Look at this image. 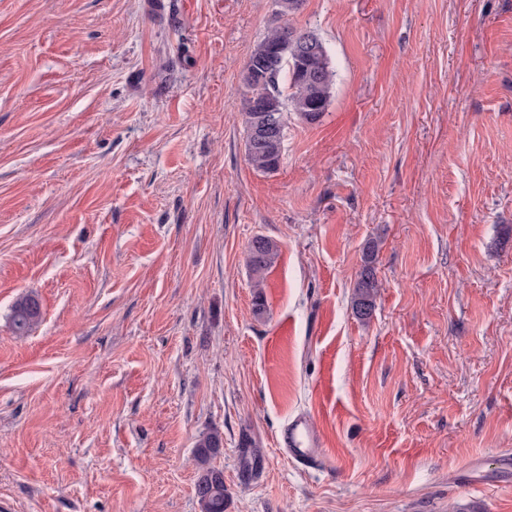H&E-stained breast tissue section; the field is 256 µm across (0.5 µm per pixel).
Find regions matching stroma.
<instances>
[{
	"label": "stroma",
	"mask_w": 512,
	"mask_h": 512,
	"mask_svg": "<svg viewBox=\"0 0 512 512\" xmlns=\"http://www.w3.org/2000/svg\"><path fill=\"white\" fill-rule=\"evenodd\" d=\"M285 21L337 76L268 173L243 70ZM214 428L225 512H512V0H0V512H200ZM278 254V247L272 240L258 236L249 246L247 265L259 278L272 266ZM377 245L368 242L364 248L363 265L354 286L352 309L360 320L369 319L375 309V301L381 287L376 270ZM41 318V306L37 298L22 295L12 306L13 331L19 336L27 335ZM283 438L288 450L297 459L313 460L322 452V448H318L319 444L316 442L311 425L306 420L290 423ZM223 447V437L216 429L203 434L196 442L195 494L200 512H224V470L212 464Z\"/></svg>",
	"instance_id": "35a3bbf8"
}]
</instances>
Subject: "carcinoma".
I'll return each mask as SVG.
<instances>
[{
    "instance_id": "carcinoma-1",
    "label": "carcinoma",
    "mask_w": 512,
    "mask_h": 512,
    "mask_svg": "<svg viewBox=\"0 0 512 512\" xmlns=\"http://www.w3.org/2000/svg\"><path fill=\"white\" fill-rule=\"evenodd\" d=\"M305 35L321 46V53L315 58L306 60L290 55L282 64L265 71L262 80L253 85L248 83V78H243L246 88V155L249 163L263 172H273L280 165L286 127L284 113L293 112L307 123L319 121L330 104L336 70L327 46L317 34L310 30H298L287 22L270 29L248 59L251 63L268 52L277 53L280 46L295 45ZM263 99L273 101L280 108V111L271 113L279 126V136L269 143L258 145L253 141L252 133L265 116V113L259 111V102ZM277 254L275 242L258 236L249 246L247 265L254 275L260 277L272 266ZM376 255L377 245L367 243L352 297V309L361 320L372 316L381 287L376 270ZM40 318L41 306L37 298L22 295L16 299L11 313L15 334L27 335ZM223 447V437L216 429L203 434L196 442L195 494L200 512H224V470L212 464L221 455Z\"/></svg>"
}]
</instances>
